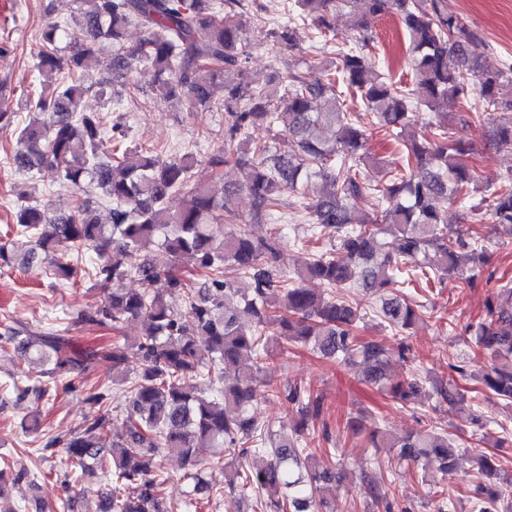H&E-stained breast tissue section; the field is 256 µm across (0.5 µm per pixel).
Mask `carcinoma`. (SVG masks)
<instances>
[{
	"label": "carcinoma",
	"mask_w": 512,
	"mask_h": 512,
	"mask_svg": "<svg viewBox=\"0 0 512 512\" xmlns=\"http://www.w3.org/2000/svg\"><path fill=\"white\" fill-rule=\"evenodd\" d=\"M241 0H77V28L46 25L39 37L36 67L45 87L28 102L33 111L48 113V123L30 120L18 131L15 162L31 170L48 163L59 170L62 185L78 192L71 213L50 214L38 205H24L16 213V230L31 239L23 259L38 256L48 263L51 278L68 282L84 273L107 292L101 307L81 316L85 323L119 329L129 320L143 323L132 340L76 351L65 329L8 327L0 342L20 341L25 353L41 367L32 391L43 398L58 377L84 379L99 361L112 362L117 385L127 394L121 428H111V389L89 388L86 401L92 412L80 429L47 436L43 449L64 448L63 477L102 474L112 484L102 512H168L162 496L166 477L157 457L165 450L191 466L184 478L193 483L194 512L220 505L235 512L239 500L251 497L267 512H327L320 483L336 474L320 470L318 449L300 448L281 439L250 415L257 401L253 383L218 387L213 375L269 355V337L300 344L328 357L362 367L365 379L383 387L394 400L410 404L421 398L423 383L448 404L463 409L462 389L439 378L416 375L396 381L388 373L386 346L362 341L356 335L365 314L358 304L336 293L360 288L379 297L381 314L395 335L404 337L423 319L425 307L400 291L399 278L409 276L432 286L444 275H464L470 264L475 281L486 264L479 232L471 227L448 231L441 201L466 198L477 191L478 176L465 161L469 148L448 130V120L421 133L413 114L438 112L441 104L476 96L483 111L498 112L490 142L512 151V102L496 97L512 64L492 70L483 65L482 40L448 0H365L366 14L351 17L358 46L336 52V61L314 55L302 72L282 71L284 92L273 100L251 83L234 80L245 54L238 49L245 24L236 10ZM347 0H289L288 24L270 31L268 51L278 55L294 45L297 26L309 23L317 38L335 40L334 15ZM390 15L408 41L410 83L396 86L372 66L376 45L367 30L366 16ZM137 24L143 37L124 45L126 29ZM114 50L99 61L102 43ZM153 71V91L178 106L208 105L226 113L224 144L209 156L211 174L234 164L245 172L244 191L253 202L251 218H272L283 207L290 219L305 213L317 241L331 248L310 254L301 279H316L325 288L311 291L279 286L283 278L275 266L278 228L266 239L254 240L245 231L217 239L215 225L238 224L241 216L231 202L212 195L194 182L198 160L191 153L161 162L147 148L122 146L123 126L112 125L116 143L109 157L100 154L104 130L96 112L82 107L95 91L112 99L115 85L137 64ZM323 100L319 108L315 99ZM372 113L377 128L385 129L403 147L406 167L391 171L383 183L369 182L363 170L373 129L361 122L360 112ZM287 117L286 132L293 143L287 155L270 147H253L249 127ZM187 194L185 204L169 211L166 200ZM292 202L285 203V195ZM372 212L359 213L366 200ZM110 206L109 218L97 217L101 202ZM492 223L512 234V175L504 177L488 199ZM395 228L393 240L379 242L386 225ZM71 248L95 251L98 261L89 269L60 261L57 254ZM141 254L138 262L132 255ZM233 265L253 280L244 306L230 309L237 293L224 279ZM138 277L141 288L127 291L121 284ZM205 281L196 287L191 277ZM181 298L182 312L173 305ZM473 352L489 366L469 376L483 389L512 403V283L499 285L488 305L487 317L471 333ZM140 357L132 374L123 370L129 354ZM297 406L295 433L308 428L322 412L321 398L298 386L285 389ZM112 435V447L99 440ZM398 459L443 473L475 464L484 481L473 490V512H509L512 491L497 481L493 456L476 458L459 449L446 433L394 437L384 433ZM230 457L224 463V483L209 481L198 469L203 453Z\"/></svg>",
	"instance_id": "carcinoma-1"
}]
</instances>
